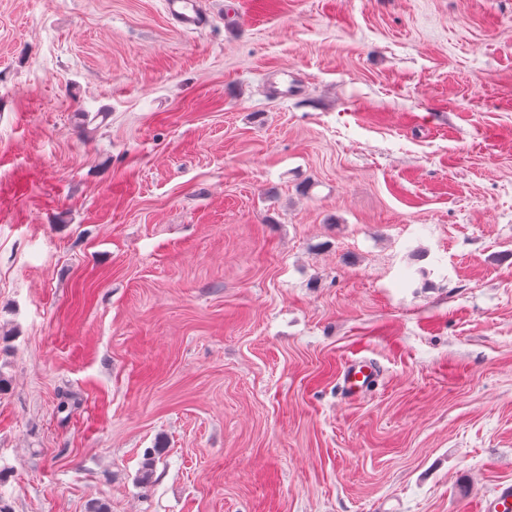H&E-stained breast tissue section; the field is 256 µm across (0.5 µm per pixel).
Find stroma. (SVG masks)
Returning a JSON list of instances; mask_svg holds the SVG:
<instances>
[{"instance_id":"35a3bbf8","label":"stroma","mask_w":512,"mask_h":512,"mask_svg":"<svg viewBox=\"0 0 512 512\" xmlns=\"http://www.w3.org/2000/svg\"><path fill=\"white\" fill-rule=\"evenodd\" d=\"M205 2L185 33L0 0V494L479 512L512 482V0ZM377 369L370 361L356 360L341 377V387L346 395L355 396L365 391L376 380Z\"/></svg>"}]
</instances>
